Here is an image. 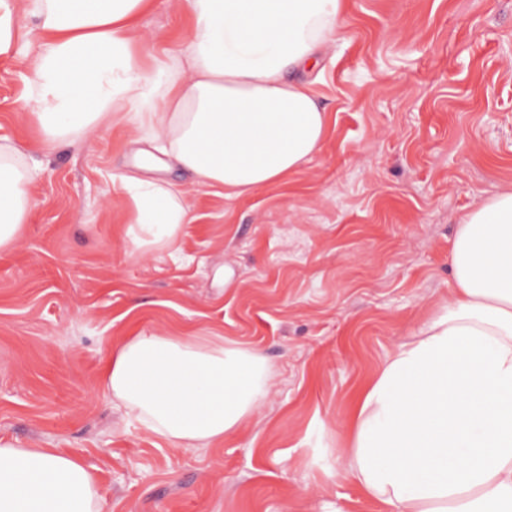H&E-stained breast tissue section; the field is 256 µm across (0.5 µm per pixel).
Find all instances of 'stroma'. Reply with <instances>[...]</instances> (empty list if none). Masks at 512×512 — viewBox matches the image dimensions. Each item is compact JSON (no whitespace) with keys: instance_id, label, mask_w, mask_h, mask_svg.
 Listing matches in <instances>:
<instances>
[{"instance_id":"obj_1","label":"stroma","mask_w":512,"mask_h":512,"mask_svg":"<svg viewBox=\"0 0 512 512\" xmlns=\"http://www.w3.org/2000/svg\"><path fill=\"white\" fill-rule=\"evenodd\" d=\"M189 27L159 0L140 33L155 53ZM27 54L0 56V137L36 135ZM320 78L323 150L237 200L172 172L193 220L162 254L125 248V131L40 154L29 221L0 252V440L77 456L109 512H383L335 474L342 422L452 295L460 215L512 182V0H350ZM142 331L251 345L273 370L264 402L217 446L128 423L102 379Z\"/></svg>"}]
</instances>
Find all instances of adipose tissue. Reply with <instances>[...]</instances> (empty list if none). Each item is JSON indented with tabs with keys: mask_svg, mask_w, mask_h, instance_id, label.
Segmentation results:
<instances>
[{
	"mask_svg": "<svg viewBox=\"0 0 512 512\" xmlns=\"http://www.w3.org/2000/svg\"><path fill=\"white\" fill-rule=\"evenodd\" d=\"M158 0H0V55L32 47L22 108L39 148L134 129L116 181L134 250L162 253L191 212L178 168L238 199L320 152L330 117L315 71L348 0H178L188 34L150 59ZM40 168L0 137V251L20 235ZM456 285L358 393L337 471L387 512H512V186L471 205L449 260ZM271 367L222 336L142 332L112 349L102 387L170 445L219 444L261 405ZM0 512H106L83 462L0 443Z\"/></svg>",
	"mask_w": 512,
	"mask_h": 512,
	"instance_id": "adipose-tissue-1",
	"label": "adipose tissue"
}]
</instances>
